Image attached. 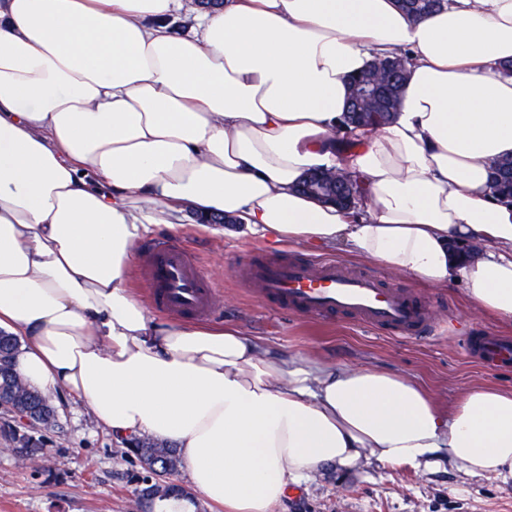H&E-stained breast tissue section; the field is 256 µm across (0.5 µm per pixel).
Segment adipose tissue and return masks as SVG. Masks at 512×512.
<instances>
[{
    "label": "adipose tissue",
    "instance_id": "ef3b65f1",
    "mask_svg": "<svg viewBox=\"0 0 512 512\" xmlns=\"http://www.w3.org/2000/svg\"><path fill=\"white\" fill-rule=\"evenodd\" d=\"M0 0V330L47 395L116 438L175 444L225 512H277L322 467L448 460L512 477V390L441 409L397 373L281 357L235 326L155 322L129 282L151 228L224 213L271 246L335 247L512 324V0ZM409 73L394 120L337 129L378 58ZM346 169L360 208L301 194ZM197 0H183L182 7L177 16L172 20L171 27L175 34L186 36L194 33L195 17L200 11L195 3ZM488 188L498 199L512 198V158L501 159L491 166Z\"/></svg>",
    "mask_w": 512,
    "mask_h": 512
}]
</instances>
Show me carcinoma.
<instances>
[{"label": "carcinoma", "mask_w": 512, "mask_h": 512, "mask_svg": "<svg viewBox=\"0 0 512 512\" xmlns=\"http://www.w3.org/2000/svg\"><path fill=\"white\" fill-rule=\"evenodd\" d=\"M442 3V0H401L402 7L411 15L421 17L429 14ZM408 73L407 60L403 57L377 59L369 68L352 81V91L347 110L344 112L342 129L360 127L379 130L390 124L396 115L399 93ZM378 84V102L370 108L362 106L363 93ZM489 191L497 198H512V158L495 162L490 168ZM300 190L323 202L333 203L343 208H353L363 197L360 180L348 173V184L333 186L326 183L320 173L310 174L301 184ZM20 376L13 369L0 372V390L16 394L19 403L38 417H51L53 405L43 395L28 385L18 386ZM144 455L159 454L165 457L169 472L178 469L180 461L176 449L151 441L143 442Z\"/></svg>", "instance_id": "cac0c4a2"}]
</instances>
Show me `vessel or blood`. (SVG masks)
Here are the masks:
<instances>
[{
	"label": "vessel or blood",
	"mask_w": 512,
	"mask_h": 512,
	"mask_svg": "<svg viewBox=\"0 0 512 512\" xmlns=\"http://www.w3.org/2000/svg\"><path fill=\"white\" fill-rule=\"evenodd\" d=\"M146 274L158 308L190 315L210 312L215 288L199 272L192 257L172 241L153 242L146 256ZM264 299L322 315L339 314L373 328L402 336L430 330L422 304L385 285L369 272H350L332 260L256 262L245 270ZM483 363L512 361V342L481 338L470 347Z\"/></svg>",
	"instance_id": "vessel-or-blood-1"
}]
</instances>
